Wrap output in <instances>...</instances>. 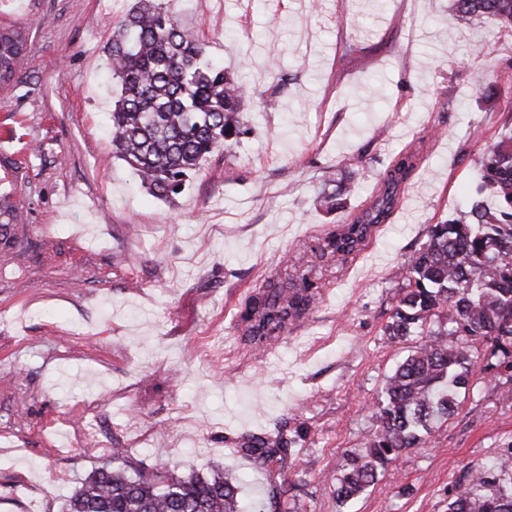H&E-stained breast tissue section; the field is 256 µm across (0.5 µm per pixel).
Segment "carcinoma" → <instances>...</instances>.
<instances>
[{"label": "carcinoma", "mask_w": 512, "mask_h": 512, "mask_svg": "<svg viewBox=\"0 0 512 512\" xmlns=\"http://www.w3.org/2000/svg\"><path fill=\"white\" fill-rule=\"evenodd\" d=\"M491 19L512 27V0H451L448 23ZM28 36L0 27V89L21 83ZM112 78L120 86L112 112V156L125 162L143 187L168 199L190 176L241 137L251 133L242 112L248 88L206 60L204 43L176 12L156 0H137L107 44ZM426 148L421 138L403 149L379 174L372 204L349 215L324 238L319 256L353 260L374 228L397 204V188L416 169ZM480 183L455 217L427 229V240L405 265L385 333L421 341L387 376L373 407L375 430L364 447L344 453L333 478L343 506L375 485L388 464L424 445L448 420L456 391L474 388L471 347L486 346L485 369L512 371V132L487 145L479 160ZM342 179L318 199L326 211L341 208L348 190ZM11 202L0 200V254L20 241ZM319 294L302 276L271 282L249 295L239 314L242 340L255 347L280 340L302 322ZM303 436L282 430L252 433L240 451L255 465L284 463ZM290 488L270 485L254 512H290ZM66 512H242L238 486L219 472L181 476L164 464L113 468L106 461L70 497ZM448 512H512V446L491 462L478 463L448 489Z\"/></svg>", "instance_id": "cac0c4a2"}]
</instances>
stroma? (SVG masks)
<instances>
[{"label":"stroma","instance_id":"stroma-1","mask_svg":"<svg viewBox=\"0 0 512 512\" xmlns=\"http://www.w3.org/2000/svg\"><path fill=\"white\" fill-rule=\"evenodd\" d=\"M135 2L0 0V25L28 36L23 85L0 90L13 161L0 196L25 229L0 265V512H63L111 448L117 468L224 470L245 512L281 476L297 485L293 512H446L469 466L512 445V375L485 370L481 343L476 386L425 447L345 506L329 479L418 344L384 331L407 256L474 190L512 116V31L450 25L449 0H175L208 57L250 87L253 132L168 200L112 156L106 45ZM422 137L428 153L355 260L317 258ZM345 176L359 193L324 213L319 190ZM301 274L321 285L308 318L272 347L244 345V299ZM281 425L306 435L282 473L240 453L242 435Z\"/></svg>","mask_w":512,"mask_h":512}]
</instances>
